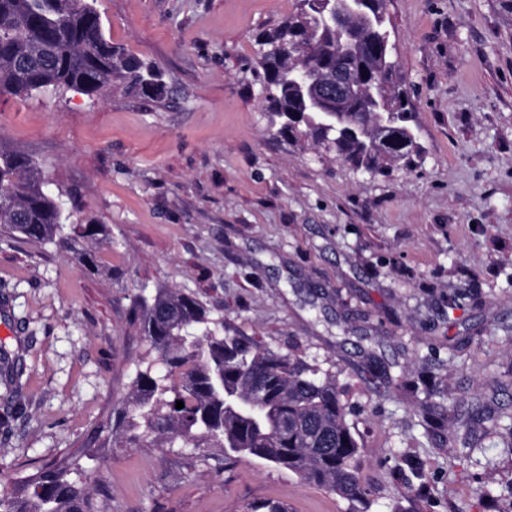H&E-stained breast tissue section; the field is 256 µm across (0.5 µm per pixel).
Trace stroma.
<instances>
[{
    "instance_id": "obj_1",
    "label": "stroma",
    "mask_w": 512,
    "mask_h": 512,
    "mask_svg": "<svg viewBox=\"0 0 512 512\" xmlns=\"http://www.w3.org/2000/svg\"><path fill=\"white\" fill-rule=\"evenodd\" d=\"M96 7L169 92L0 97V144L33 159L73 219L112 229L95 273L0 231V353L21 368L0 497L82 455L97 512H242L260 499L349 512L288 470L225 467L220 448L101 432L154 357L128 316L144 287L193 295L230 331L335 373L366 512H512V0H387L420 153L377 176L270 123L256 39L298 0ZM431 374V398L455 414L438 427L421 408ZM422 482L428 499L404 498Z\"/></svg>"
}]
</instances>
